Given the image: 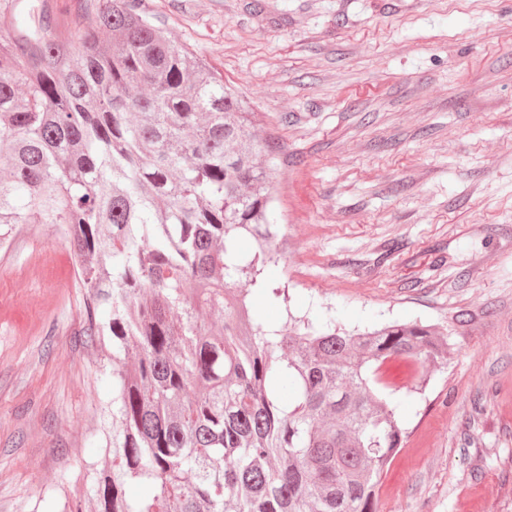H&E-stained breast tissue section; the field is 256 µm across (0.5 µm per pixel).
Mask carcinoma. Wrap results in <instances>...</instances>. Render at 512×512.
I'll return each mask as SVG.
<instances>
[{
  "mask_svg": "<svg viewBox=\"0 0 512 512\" xmlns=\"http://www.w3.org/2000/svg\"><path fill=\"white\" fill-rule=\"evenodd\" d=\"M281 146L140 0H98L78 44L46 0L0 17V242L58 224L87 336H112L111 464L71 512H377L406 432L382 382L448 360L433 326L288 330L249 315L277 260ZM257 248L239 251L242 235ZM224 313L218 328L203 310Z\"/></svg>",
  "mask_w": 512,
  "mask_h": 512,
  "instance_id": "1",
  "label": "carcinoma"
}]
</instances>
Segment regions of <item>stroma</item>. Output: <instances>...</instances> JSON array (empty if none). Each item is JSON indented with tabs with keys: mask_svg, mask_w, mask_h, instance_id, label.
Returning a JSON list of instances; mask_svg holds the SVG:
<instances>
[{
	"mask_svg": "<svg viewBox=\"0 0 512 512\" xmlns=\"http://www.w3.org/2000/svg\"><path fill=\"white\" fill-rule=\"evenodd\" d=\"M284 153L288 253L267 321L438 326L448 360L393 398L379 512H512V0H141ZM63 230L0 246V512L86 493L112 347L85 336Z\"/></svg>",
	"mask_w": 512,
	"mask_h": 512,
	"instance_id": "1",
	"label": "stroma"
}]
</instances>
